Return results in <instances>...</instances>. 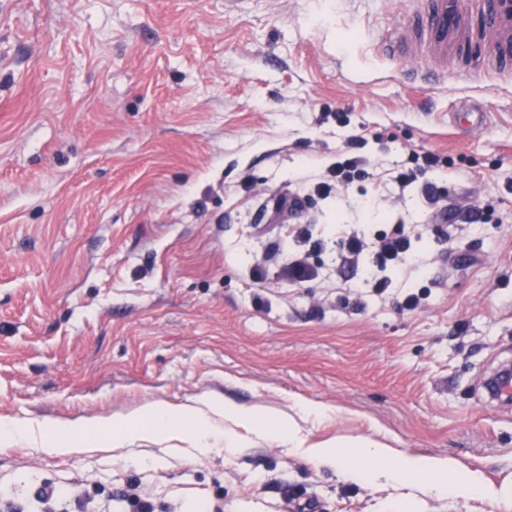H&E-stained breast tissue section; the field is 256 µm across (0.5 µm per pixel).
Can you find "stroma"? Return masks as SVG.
I'll use <instances>...</instances> for the list:
<instances>
[{
	"label": "stroma",
	"mask_w": 512,
	"mask_h": 512,
	"mask_svg": "<svg viewBox=\"0 0 512 512\" xmlns=\"http://www.w3.org/2000/svg\"><path fill=\"white\" fill-rule=\"evenodd\" d=\"M486 2L443 59L380 48L426 0H0V418L214 394L348 460L370 439L502 491L354 479L239 426L203 454L177 432L0 446V512H512V401L485 391L512 363V70ZM350 134L367 177L315 194L302 177ZM414 151L447 157V217L433 173L383 187ZM287 193L288 224L323 243L300 284L271 254ZM337 224L412 234L415 271L338 272Z\"/></svg>",
	"instance_id": "35a3bbf8"
}]
</instances>
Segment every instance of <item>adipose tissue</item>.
I'll return each mask as SVG.
<instances>
[{"label": "adipose tissue", "instance_id": "adipose-tissue-1", "mask_svg": "<svg viewBox=\"0 0 512 512\" xmlns=\"http://www.w3.org/2000/svg\"><path fill=\"white\" fill-rule=\"evenodd\" d=\"M226 418L248 425L256 435L275 439L291 448H303L305 455L315 463L335 467L344 463L343 455L334 445L303 447L293 422L287 416H271L253 407L227 405L215 398L203 399L198 406L183 407L154 402L136 413L111 418L38 424L1 420L0 444L32 441L48 453L66 454L106 437L123 442L132 435H162L174 430L187 434L202 447L209 438L220 435L225 436L228 442H235V435L224 431L222 421ZM357 448L361 465L352 472L356 478L381 476L397 482L423 479L430 493L441 494L447 491L448 476L456 469L452 459L399 455L378 442L361 441Z\"/></svg>", "mask_w": 512, "mask_h": 512}]
</instances>
